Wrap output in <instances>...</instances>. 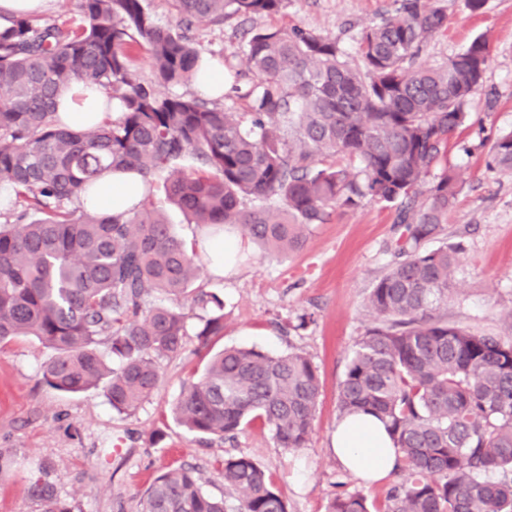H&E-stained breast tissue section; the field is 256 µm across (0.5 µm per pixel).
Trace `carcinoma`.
<instances>
[{"mask_svg":"<svg viewBox=\"0 0 512 512\" xmlns=\"http://www.w3.org/2000/svg\"><path fill=\"white\" fill-rule=\"evenodd\" d=\"M169 4L181 33L145 0H78L75 30L22 16L0 25V186L21 206L0 224V344L35 338L53 351L47 386L78 394L101 385L113 410L131 414L159 387L158 360L184 350L189 311L214 304L197 337L205 345L223 335V303L194 287L199 261L153 204L127 216L78 204L107 170L138 172L149 194L167 173L165 197L192 223L238 225L270 255L300 249L335 210L382 203L401 227L396 261L369 294L374 324L352 348L336 407L341 418L364 410L387 424L403 480L379 504L354 491L327 512H512V341L448 323L441 309L462 247L421 248L460 191L452 169L432 170L469 119L486 39L437 66L420 61L448 23L425 0H394L360 30L358 62L311 29L252 28L243 52L255 81L239 94L248 111L233 112L172 91L207 68L187 31L278 13L288 0ZM134 44L145 45L155 82L131 69ZM74 82L108 90L118 116L63 126L56 99ZM488 166L512 171V131ZM160 293L176 305L150 303ZM320 395L306 354L230 347L173 412L206 440L260 420L278 447L297 450L310 443ZM218 471L237 498L207 493L193 467H166L142 512H288L250 457L228 456ZM32 492L42 512H70L39 482Z\"/></svg>","mask_w":512,"mask_h":512,"instance_id":"obj_1","label":"carcinoma"}]
</instances>
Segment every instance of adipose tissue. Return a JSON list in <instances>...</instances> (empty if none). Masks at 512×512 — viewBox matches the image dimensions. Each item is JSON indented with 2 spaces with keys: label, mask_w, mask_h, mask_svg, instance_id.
<instances>
[{
  "label": "adipose tissue",
  "mask_w": 512,
  "mask_h": 512,
  "mask_svg": "<svg viewBox=\"0 0 512 512\" xmlns=\"http://www.w3.org/2000/svg\"><path fill=\"white\" fill-rule=\"evenodd\" d=\"M61 121L74 128H88L113 119L112 98L101 87L72 84L58 100ZM145 195L137 173L107 172L100 176L86 208L112 215H125ZM332 451L343 468L366 482L388 477L396 467V450L384 424L374 415L357 412L340 420Z\"/></svg>",
  "instance_id": "obj_1"
}]
</instances>
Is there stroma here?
Wrapping results in <instances>:
<instances>
[{
    "instance_id": "35a3bbf8",
    "label": "stroma",
    "mask_w": 512,
    "mask_h": 512,
    "mask_svg": "<svg viewBox=\"0 0 512 512\" xmlns=\"http://www.w3.org/2000/svg\"><path fill=\"white\" fill-rule=\"evenodd\" d=\"M393 0H289L282 12L255 18L253 27L300 26L339 37L355 49V37ZM448 14L445 31L422 53L437 64L483 35L490 56L482 90L471 99V119L448 142L447 162L459 175L461 191L440 235L424 242L430 250L463 242L453 272L454 289L445 310L449 322L512 340V172L489 170L495 138L512 130V0H488L469 13L463 0H438ZM244 25L197 23L189 31L204 56L216 61L226 79L244 85L252 74L241 51ZM392 209L363 202L334 211L315 225L304 247L284 257L250 246V260L235 273L218 276L203 268L197 282L224 303V333L200 345L202 309L187 321L181 354L162 359L155 394L131 415L117 412L102 389L69 395L42 379L52 352L34 338L0 347V512H41L31 483L41 480L71 512H140V501L161 469L194 466L204 488L225 496L215 462L245 454L269 474L288 501L289 512H326L336 493L359 490L383 500L400 473L368 484L343 470L331 452L338 422L336 396L355 341L373 323L367 296L393 256ZM314 322L294 332L298 315ZM269 354L307 353L320 374L322 392L308 447H277L271 431L253 424L233 441L206 442L173 419L170 409L184 385L198 377L210 353L225 347Z\"/></svg>"
}]
</instances>
